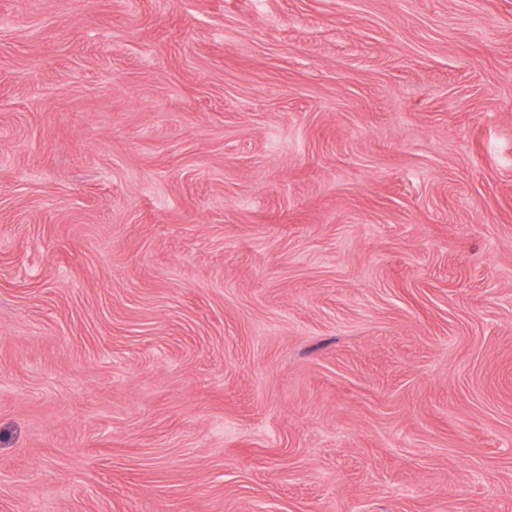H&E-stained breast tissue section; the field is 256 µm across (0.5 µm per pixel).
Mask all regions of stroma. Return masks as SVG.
Here are the masks:
<instances>
[{"mask_svg":"<svg viewBox=\"0 0 512 512\" xmlns=\"http://www.w3.org/2000/svg\"><path fill=\"white\" fill-rule=\"evenodd\" d=\"M0 512H512V0H0Z\"/></svg>","mask_w":512,"mask_h":512,"instance_id":"obj_1","label":"stroma"}]
</instances>
